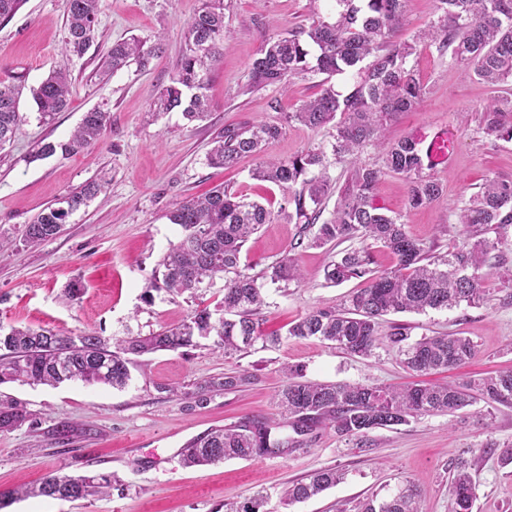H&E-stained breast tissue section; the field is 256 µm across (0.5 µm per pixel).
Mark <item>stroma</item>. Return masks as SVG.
Wrapping results in <instances>:
<instances>
[{
    "mask_svg": "<svg viewBox=\"0 0 512 512\" xmlns=\"http://www.w3.org/2000/svg\"><path fill=\"white\" fill-rule=\"evenodd\" d=\"M201 0H103L87 52L69 62L67 111L40 120L29 94L60 61L67 16L66 0H25L14 18L0 25V82L22 81L27 88L20 110L25 120L14 141L0 150V326L50 327L68 336L96 334L106 339L149 335L176 325L197 306L214 305L224 295L216 276L197 294L147 293L163 255L183 236L168 215L185 198L230 183L270 208L274 218L244 246L242 264L261 271L294 252L303 272L300 285L266 286L256 318L263 333H276L278 345L255 343L227 357L212 341L192 349L143 356L122 389L70 381L58 386L0 385L26 407L30 419L0 433V492L29 485L50 474L80 476L111 473L120 488L108 495L70 501L46 497L12 500L0 512H228L261 495L258 512H357L364 498L385 494L408 480L419 493L421 512H453L448 485L459 462H467L476 486L472 512H512V464H502L512 446V407L477 400L457 414L425 415L409 424L377 429L369 445L315 431L306 449L287 457L231 459L187 467L182 450L192 439L247 416L277 423L274 398L285 381L284 365L302 367L305 379L324 383L393 386L410 382L401 355L381 336L372 355L357 357L316 339L288 336L290 322L309 311L336 306L358 287L350 280L327 286L323 268L335 259L332 246L295 248L297 224L280 211L287 190L250 177L254 159L238 169L207 166L205 155L225 127L257 120L279 122L318 91L320 75L293 77L287 90L269 86L245 92L248 69L266 40L278 32L310 24L331 10L330 0H224V44L211 84L207 118L187 123L181 113L152 117L151 97L168 85L188 47L187 24ZM132 37L162 42L163 51L146 69L129 66L104 71L113 43ZM426 88L420 107L401 114L387 137H412L430 143L448 135L453 151L438 159L433 173L444 185V202L409 208L407 184L383 175L373 190L385 213L403 216L409 233L449 252L462 239L453 206L462 204L489 177L512 179V141L487 139L479 130L491 97L512 98V83L496 88L466 77L451 56L419 47L413 57ZM100 107L110 121L89 151L70 157L34 159L41 141H63L83 112ZM334 129L289 124L269 148L288 158L317 144H330ZM107 181L105 190L81 208L61 233L39 246L24 241L27 224L86 181ZM493 268L485 286L487 301L428 314L398 313L412 339L433 330L469 337L476 355L443 373L446 381H465L512 366V246ZM81 280L80 300L67 302L63 291ZM246 371L248 383L229 391L210 388L212 379ZM70 434L58 439L57 429ZM335 467L343 480L319 497L285 505L284 491L315 470Z\"/></svg>",
    "mask_w": 512,
    "mask_h": 512,
    "instance_id": "obj_1",
    "label": "stroma"
}]
</instances>
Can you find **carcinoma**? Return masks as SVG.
Here are the masks:
<instances>
[{
	"label": "carcinoma",
	"instance_id": "1",
	"mask_svg": "<svg viewBox=\"0 0 512 512\" xmlns=\"http://www.w3.org/2000/svg\"><path fill=\"white\" fill-rule=\"evenodd\" d=\"M332 17H317L307 26L269 37L260 56L253 60L244 91L268 86L286 90L288 78L314 72L331 78L350 73L352 89L343 94L322 82L316 97L288 113L285 122L309 128L329 124L335 128L331 149L319 145L287 160L266 155L284 127L279 123L253 122L227 127L206 156L213 167L231 169L246 157L257 164L251 177L271 182L288 191V218L301 225L308 239L291 245L324 246L358 240L336 254L324 268L326 284L338 286L351 278L363 279V287L346 295L336 308L315 309L288 328L295 338H317L351 355L369 357L379 340L383 318L396 313L424 314L484 300L483 282L508 242L512 229V179L492 177L481 184L455 212L456 223L466 237L454 251L435 254L431 247L412 237L403 217L389 216L374 203L372 191L382 175L403 176L408 184L411 208L438 204L446 199L444 185L432 173L431 148L423 149L412 137L391 142L387 126L402 112L416 109L425 95L410 59L417 44L424 43L440 54L451 52L464 72L484 84L498 86L512 81V0H437V19L420 32L416 41L397 37L405 0H334ZM101 11V0H68L65 57L82 56L89 47ZM189 49L177 64L169 85L155 94L150 111L156 115L181 110L188 121L201 120L210 108L207 95L214 66L224 41L223 0H203L200 11L187 26ZM155 43L132 38L115 43L105 63L116 72L135 62L146 68L160 53ZM71 77L68 64L53 70L32 96L42 118L68 106ZM23 88L0 83V149L11 143L24 122L19 110ZM110 114L94 108L85 112L70 138L42 144L37 156L70 155L96 145ZM480 130L485 137L512 141V102L490 101ZM379 154L380 164L358 161L368 150ZM350 158L344 181L329 217L321 219L331 186V160ZM99 180L81 188L42 212L26 225L25 241L39 245L56 237L81 207L104 190ZM169 220L185 236L159 261L149 289L168 294L194 293L219 274L224 275V299L212 310L197 308L180 325L163 327L147 336H128L109 344L105 338L86 334L65 336L52 328L12 326L0 330V385L56 386L80 380L122 389L131 380L130 367L137 358L162 350L177 351L198 346L199 340L216 337L215 348L232 355L257 341L276 344L277 335L263 336L255 314L263 304L266 283L300 282L296 259L286 254L258 274L240 267L241 252L250 237L272 222V212L229 185L214 187L201 197L178 202ZM480 227L494 233L492 239L469 241L467 233ZM379 244L396 259L393 269L377 272L369 243ZM402 324L392 327L391 341L399 346L401 363L416 376L456 368L476 352L466 336L436 332L408 342ZM285 384L277 394L283 427L293 436L281 435L267 420L244 417L228 427L213 429L183 450L186 466L212 465L229 459L248 460L287 456L308 442L321 426L340 437L363 439L380 428L406 424L426 413L453 414L477 395L487 404H512V369L500 371L461 386L424 381L403 387L363 383H322L302 379V368L284 369ZM246 373L226 375L209 387L236 389L247 383ZM29 419L27 411L12 400H0V432L12 431ZM343 480L334 468L315 471L309 478L288 487L285 502H305ZM114 476L50 475L33 487L0 493V507L16 496L81 500L102 496L112 488ZM449 493L454 512H471L475 498L466 463L456 467ZM359 512H419L417 493L405 481L385 497L371 496L359 504Z\"/></svg>",
	"mask_w": 512,
	"mask_h": 512
}]
</instances>
